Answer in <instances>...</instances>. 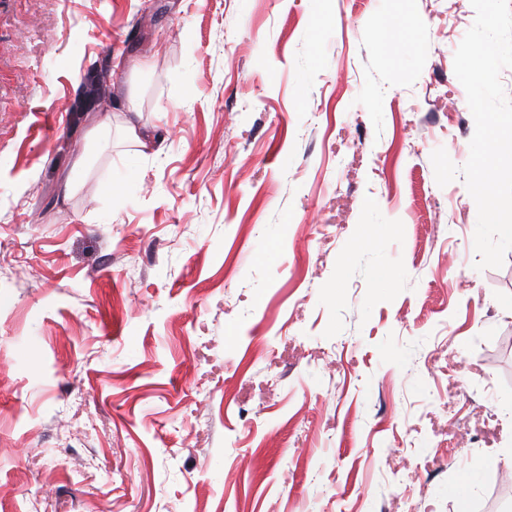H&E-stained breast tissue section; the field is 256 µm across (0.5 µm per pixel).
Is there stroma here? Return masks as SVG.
<instances>
[{"label": "stroma", "instance_id": "obj_1", "mask_svg": "<svg viewBox=\"0 0 512 512\" xmlns=\"http://www.w3.org/2000/svg\"><path fill=\"white\" fill-rule=\"evenodd\" d=\"M474 21L0 0V512H512V251L431 161Z\"/></svg>", "mask_w": 512, "mask_h": 512}]
</instances>
